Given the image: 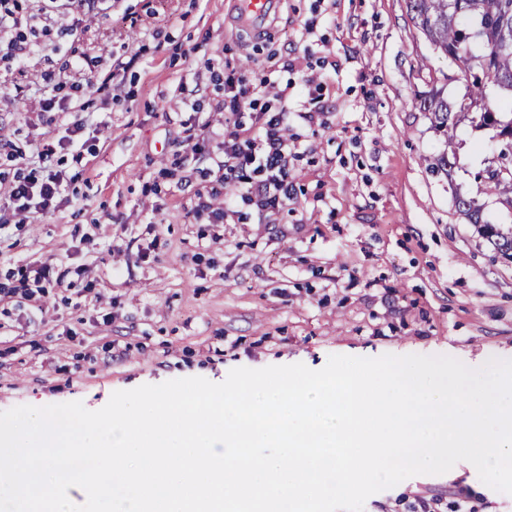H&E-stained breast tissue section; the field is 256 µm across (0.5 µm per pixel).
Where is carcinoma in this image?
I'll list each match as a JSON object with an SVG mask.
<instances>
[{"instance_id":"obj_1","label":"carcinoma","mask_w":512,"mask_h":512,"mask_svg":"<svg viewBox=\"0 0 512 512\" xmlns=\"http://www.w3.org/2000/svg\"><path fill=\"white\" fill-rule=\"evenodd\" d=\"M412 19L434 49L450 62H460L468 93L450 102L441 91L418 95L420 108L434 118V129L448 132L459 117L472 111L471 122L492 128L503 165L512 171V0H409ZM433 174H450L449 153L429 158ZM483 191L512 208V174L499 177L486 168L477 174ZM454 205L483 234L501 258L512 261V231L484 218V204L452 190Z\"/></svg>"}]
</instances>
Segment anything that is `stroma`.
Segmentation results:
<instances>
[{"mask_svg":"<svg viewBox=\"0 0 512 512\" xmlns=\"http://www.w3.org/2000/svg\"><path fill=\"white\" fill-rule=\"evenodd\" d=\"M31 53L0 52V284L41 281L45 312L0 296V412L81 402L185 377L329 356L448 355L471 368L512 359V263L456 211L450 185L491 223L512 208L475 171L496 165L491 131L470 121L437 136L419 92L466 91L460 65L433 51L408 0H276L263 37L238 0H16ZM122 68H115V61ZM78 66L62 111L40 105L45 80ZM269 79L285 99L297 152L294 198L260 219L236 199L223 218L195 208L224 193L213 170L224 115L220 75ZM326 106L321 124L298 114ZM83 127L81 151L59 147ZM454 148L451 175L427 157ZM52 149L43 160L44 149ZM68 196L20 218L6 189L43 164ZM477 470L417 475L370 496L364 512H413L422 495L512 512Z\"/></svg>","mask_w":512,"mask_h":512,"instance_id":"stroma-1","label":"stroma"}]
</instances>
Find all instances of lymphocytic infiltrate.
I'll return each mask as SVG.
<instances>
[{
    "instance_id": "f902f5d3",
    "label": "lymphocytic infiltrate",
    "mask_w": 512,
    "mask_h": 512,
    "mask_svg": "<svg viewBox=\"0 0 512 512\" xmlns=\"http://www.w3.org/2000/svg\"><path fill=\"white\" fill-rule=\"evenodd\" d=\"M268 86V81H260L251 92L243 79L232 74L225 77L222 111L234 115L251 112L255 120L247 134L229 129L220 133L221 157L216 163L220 181L239 183L243 198L254 201L261 210L276 209L291 199L293 185L288 158L296 148L294 139L282 131V113L256 107L255 93L266 92ZM65 190L61 173L51 172L42 177L30 174L14 181L9 197L18 201L19 211L43 213Z\"/></svg>"
}]
</instances>
